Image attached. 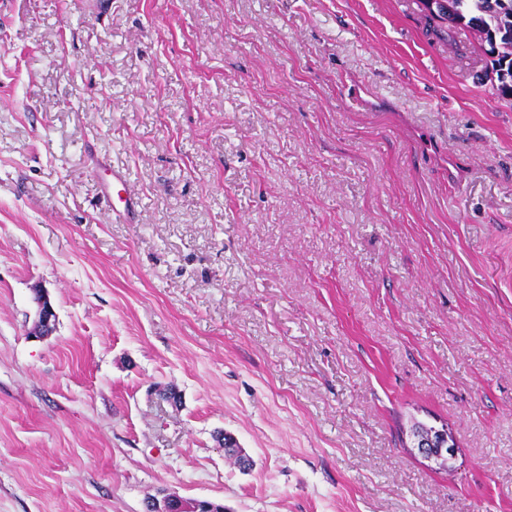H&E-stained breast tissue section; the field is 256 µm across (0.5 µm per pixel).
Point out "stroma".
<instances>
[{
  "label": "stroma",
  "instance_id": "35a3bbf8",
  "mask_svg": "<svg viewBox=\"0 0 512 512\" xmlns=\"http://www.w3.org/2000/svg\"><path fill=\"white\" fill-rule=\"evenodd\" d=\"M488 63L419 0H0V512H512ZM111 177V181L101 184L102 199L112 208L116 216L123 217L125 221L131 223L135 219L138 206V198L133 192L132 184L125 173L112 170ZM116 189H118L117 199ZM36 320L34 336L43 338L51 336L55 329L56 312L47 290L41 288L36 291ZM409 433L412 447L415 448L417 453L424 459L433 461L436 464L442 463L447 466L448 462L455 458V445L446 434L441 435V438L436 440L432 436L419 431L413 433L412 425L409 429ZM443 439L448 441V447L447 443L442 441ZM203 501H208L205 507L211 512H227L224 505H217L209 500L182 499L177 496H165L162 499H153L146 504L147 512H200Z\"/></svg>",
  "mask_w": 512,
  "mask_h": 512
}]
</instances>
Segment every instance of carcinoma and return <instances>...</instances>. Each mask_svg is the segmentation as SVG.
Returning <instances> with one entry per match:
<instances>
[{
	"mask_svg": "<svg viewBox=\"0 0 512 512\" xmlns=\"http://www.w3.org/2000/svg\"><path fill=\"white\" fill-rule=\"evenodd\" d=\"M419 2L429 22L467 27L475 32L490 57L495 94L512 99V0H455L451 17L440 0Z\"/></svg>",
	"mask_w": 512,
	"mask_h": 512,
	"instance_id": "1",
	"label": "carcinoma"
}]
</instances>
